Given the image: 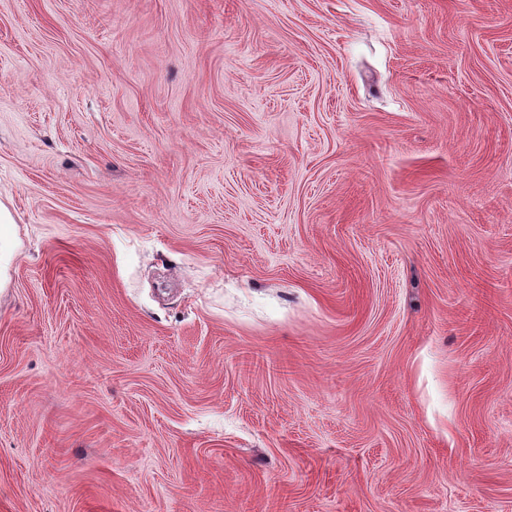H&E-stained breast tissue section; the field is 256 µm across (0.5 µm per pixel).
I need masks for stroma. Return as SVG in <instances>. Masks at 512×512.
<instances>
[{"mask_svg":"<svg viewBox=\"0 0 512 512\" xmlns=\"http://www.w3.org/2000/svg\"><path fill=\"white\" fill-rule=\"evenodd\" d=\"M0 512H512V0H0Z\"/></svg>","mask_w":512,"mask_h":512,"instance_id":"stroma-1","label":"stroma"}]
</instances>
